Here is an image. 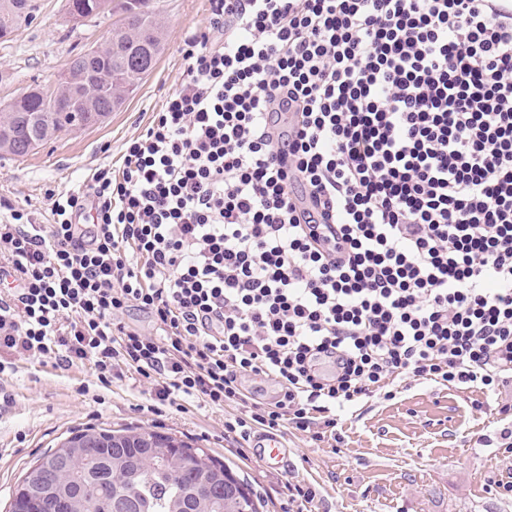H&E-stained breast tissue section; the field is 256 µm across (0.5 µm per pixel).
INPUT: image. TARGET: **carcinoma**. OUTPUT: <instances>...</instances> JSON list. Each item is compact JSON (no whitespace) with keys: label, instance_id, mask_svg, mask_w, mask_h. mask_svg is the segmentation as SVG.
Masks as SVG:
<instances>
[{"label":"carcinoma","instance_id":"cac0c4a2","mask_svg":"<svg viewBox=\"0 0 512 512\" xmlns=\"http://www.w3.org/2000/svg\"><path fill=\"white\" fill-rule=\"evenodd\" d=\"M95 0H66V13L82 22ZM31 0H0L5 21L29 23ZM100 16L114 17L112 46L74 82L66 99L28 87L14 107L0 110V152L25 156L62 133L77 130L73 113L97 123L103 109L120 108L154 69L164 28L152 0H112ZM104 70L112 84L95 77ZM249 484L216 458L156 431L87 427L37 459L12 494L9 512H258Z\"/></svg>","mask_w":512,"mask_h":512}]
</instances>
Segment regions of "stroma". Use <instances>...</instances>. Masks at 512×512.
Returning a JSON list of instances; mask_svg holds the SVG:
<instances>
[{
    "label": "stroma",
    "mask_w": 512,
    "mask_h": 512,
    "mask_svg": "<svg viewBox=\"0 0 512 512\" xmlns=\"http://www.w3.org/2000/svg\"><path fill=\"white\" fill-rule=\"evenodd\" d=\"M165 49L124 105L101 124L60 135L23 157L0 153V204L21 206L50 223L53 193L115 164L127 139L149 124L186 76L179 48L208 24L210 0H153ZM37 19L0 40V107L32 83L56 81L80 49L104 42L111 18L76 24L65 0H33ZM0 409V512L28 468L71 432L87 426L172 434L223 460L244 477L261 512H286L287 482L315 488L302 512H512V452L500 448L498 411L512 405V378L496 395L423 379L398 386L393 400L370 398L343 413L335 437L312 442L288 430L287 468L240 455L224 438V411L187 401L184 410L149 411L150 386L132 370L102 388L89 367L67 370L22 360Z\"/></svg>",
    "instance_id": "obj_1"
}]
</instances>
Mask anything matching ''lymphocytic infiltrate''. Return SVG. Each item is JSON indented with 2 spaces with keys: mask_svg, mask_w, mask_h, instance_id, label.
<instances>
[{
  "mask_svg": "<svg viewBox=\"0 0 512 512\" xmlns=\"http://www.w3.org/2000/svg\"><path fill=\"white\" fill-rule=\"evenodd\" d=\"M187 78L122 167L0 218V403L15 357L150 411L231 406L224 437L335 433L423 378L512 373V5L211 0ZM131 307L157 325H126ZM271 379L274 401L244 392Z\"/></svg>",
  "mask_w": 512,
  "mask_h": 512,
  "instance_id": "lymphocytic-infiltrate-1",
  "label": "lymphocytic infiltrate"
}]
</instances>
